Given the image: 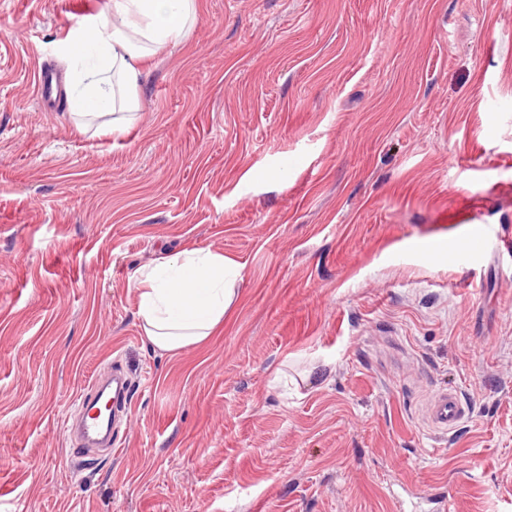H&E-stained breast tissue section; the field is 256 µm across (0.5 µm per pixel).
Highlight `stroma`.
Instances as JSON below:
<instances>
[{
    "label": "stroma",
    "mask_w": 512,
    "mask_h": 512,
    "mask_svg": "<svg viewBox=\"0 0 512 512\" xmlns=\"http://www.w3.org/2000/svg\"><path fill=\"white\" fill-rule=\"evenodd\" d=\"M109 5L0 0V512H512V0H193L118 137L35 95ZM195 247L237 301L163 357L129 277ZM111 389L109 401L111 403V415L108 419L94 415L93 405L100 395H103L107 389ZM130 403L129 387L126 381L120 377L112 375L109 378H97L88 390L80 395L79 413L75 424L71 430L77 433L81 440L77 448H71L72 454L77 459L92 455L93 446H102L108 448L109 452L119 450L116 440L112 441L110 424L112 421V407L124 409ZM106 424V433L102 439H96L101 436ZM101 441V442H98ZM113 447V448H112ZM464 414L465 410L460 399L448 393L436 396L428 409L430 423L445 432L455 428Z\"/></svg>",
    "instance_id": "1"
}]
</instances>
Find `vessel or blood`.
Returning a JSON list of instances; mask_svg holds the SVG:
<instances>
[{
  "label": "vessel or blood",
  "mask_w": 512,
  "mask_h": 512,
  "mask_svg": "<svg viewBox=\"0 0 512 512\" xmlns=\"http://www.w3.org/2000/svg\"><path fill=\"white\" fill-rule=\"evenodd\" d=\"M37 95L46 103H56L61 99V79L49 68H39L36 79ZM108 395L112 407L123 408L129 402V387L120 377L96 379L88 390L79 398V413L72 426L80 441L72 454L81 459L91 455L93 446L99 445L112 448L111 435L105 434L103 428L106 424L104 418L95 416L93 405L100 395ZM465 410L460 399L452 394L444 393L436 396L428 409L430 423L442 431H448L457 426L462 420Z\"/></svg>",
  "instance_id": "1"
}]
</instances>
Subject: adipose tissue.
<instances>
[{
    "label": "adipose tissue",
    "mask_w": 512,
    "mask_h": 512,
    "mask_svg": "<svg viewBox=\"0 0 512 512\" xmlns=\"http://www.w3.org/2000/svg\"><path fill=\"white\" fill-rule=\"evenodd\" d=\"M192 0H112L107 16L80 33L74 51L93 48L95 64L73 71L72 117L78 125L122 135L134 122L147 57L177 44ZM241 269L208 248H192L135 268L136 314L154 350L176 354L206 343L237 298Z\"/></svg>",
    "instance_id": "adipose-tissue-1"
}]
</instances>
